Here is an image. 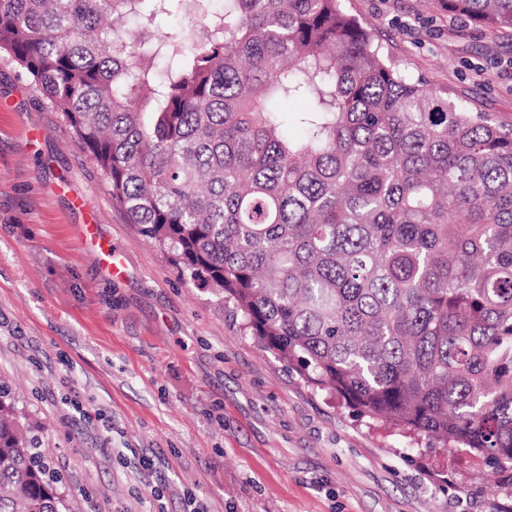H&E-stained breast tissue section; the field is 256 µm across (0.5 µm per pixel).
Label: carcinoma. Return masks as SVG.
I'll list each match as a JSON object with an SVG mask.
<instances>
[{
	"label": "carcinoma",
	"mask_w": 512,
	"mask_h": 512,
	"mask_svg": "<svg viewBox=\"0 0 512 512\" xmlns=\"http://www.w3.org/2000/svg\"><path fill=\"white\" fill-rule=\"evenodd\" d=\"M439 4L512 30V0ZM0 52L305 383L512 469V129L409 79L339 0H0ZM23 419L0 389V512H73Z\"/></svg>",
	"instance_id": "cac0c4a2"
}]
</instances>
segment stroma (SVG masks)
<instances>
[{"instance_id": "stroma-1", "label": "stroma", "mask_w": 512, "mask_h": 512, "mask_svg": "<svg viewBox=\"0 0 512 512\" xmlns=\"http://www.w3.org/2000/svg\"><path fill=\"white\" fill-rule=\"evenodd\" d=\"M384 57L512 128V33L438 0H340ZM124 265L112 276L82 224ZM0 379L74 512H512L488 466L307 386L186 283L0 53Z\"/></svg>"}]
</instances>
